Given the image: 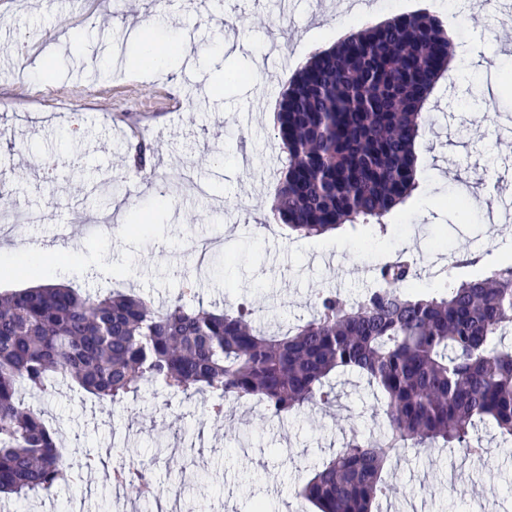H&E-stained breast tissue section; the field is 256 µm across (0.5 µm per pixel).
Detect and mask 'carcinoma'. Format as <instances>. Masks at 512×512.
Instances as JSON below:
<instances>
[{
  "instance_id": "cac0c4a2",
  "label": "carcinoma",
  "mask_w": 512,
  "mask_h": 512,
  "mask_svg": "<svg viewBox=\"0 0 512 512\" xmlns=\"http://www.w3.org/2000/svg\"><path fill=\"white\" fill-rule=\"evenodd\" d=\"M453 36L435 14L368 23L314 54L288 82L274 117L286 150L271 210L298 236L377 224L419 189L416 140L448 71ZM151 149L132 148L147 170ZM415 263L376 271L379 287L350 302L321 293L316 314L269 336L255 310L221 311L183 299L158 308L124 293L82 294L41 284L0 294V497H39L71 481L55 432L21 390L48 393L59 375L114 406L146 387L259 401L285 418L336 403L333 377L377 387L389 428L353 434L313 469L300 491L314 512H374L388 492L384 468L403 448L472 453L480 424L512 441V261L448 288L410 284ZM128 489L149 504L153 473L128 466Z\"/></svg>"
}]
</instances>
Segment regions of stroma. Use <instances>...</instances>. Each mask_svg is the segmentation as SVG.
Returning a JSON list of instances; mask_svg holds the SVG:
<instances>
[{"label": "stroma", "mask_w": 512, "mask_h": 512, "mask_svg": "<svg viewBox=\"0 0 512 512\" xmlns=\"http://www.w3.org/2000/svg\"><path fill=\"white\" fill-rule=\"evenodd\" d=\"M434 10L429 0H373L369 18L338 0H0V210L15 232L0 231V292L31 282L64 284L90 294H135L162 306L193 289L209 309L254 303L272 332L310 320L319 293L354 300L401 239L418 260L417 288H443L477 277L512 257V221L483 222L486 203L512 193V151L505 117L512 89L488 94L484 67L512 74V47L499 43L502 14L482 27L454 22L455 44L468 43L454 84L440 82L416 149L425 164L421 192L387 218L386 231L359 224L296 238L269 211L282 146L273 114L286 82L314 51L334 46L365 20ZM163 16L159 40L173 55L141 71L131 51L137 25ZM241 73L228 84L225 73ZM256 111H248L253 98ZM153 148L156 178L126 165L138 140ZM192 166L200 190L175 186ZM171 187L156 207V182ZM483 184L465 223L445 208L460 182ZM124 200L122 221L112 205ZM151 213L137 235L125 227ZM48 253L37 280L18 272L17 246ZM472 254L474 267L449 258ZM335 408L308 407L283 420L256 402L225 401L214 420L206 396H171L148 387L121 406H102L69 383L25 394L55 429L71 483L49 495L12 503L13 512H135L130 493L116 495L107 475L119 463H147L163 490L180 495L179 512H312L299 495L310 466L326 461L346 435L383 432L382 404L366 379H336ZM485 450L473 465L461 448H408L388 467L380 512H512V444L493 426L475 433Z\"/></svg>", "instance_id": "obj_1"}]
</instances>
